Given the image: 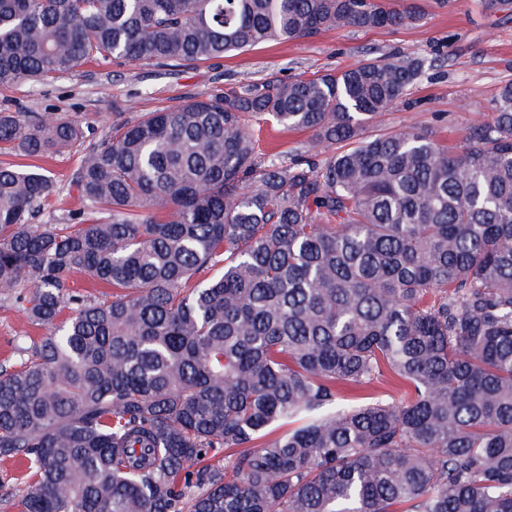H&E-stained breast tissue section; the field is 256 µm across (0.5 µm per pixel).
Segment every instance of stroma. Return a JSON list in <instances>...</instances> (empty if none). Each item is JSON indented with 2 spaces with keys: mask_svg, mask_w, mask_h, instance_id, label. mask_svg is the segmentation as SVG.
Returning <instances> with one entry per match:
<instances>
[{
  "mask_svg": "<svg viewBox=\"0 0 512 512\" xmlns=\"http://www.w3.org/2000/svg\"><path fill=\"white\" fill-rule=\"evenodd\" d=\"M415 2L426 16L412 27L330 30L189 65L90 62L45 83L0 86V108L67 116L83 131L82 139L46 162L56 192L39 223H61L75 207V171L89 145L113 124L239 84L309 78L367 58H414L422 61L423 72L404 101L367 126L366 134L412 126L455 145L471 126L489 120L502 83L512 80V19L487 13L480 0ZM39 333L13 298L0 293V362L11 358L16 337ZM29 489L19 461L0 459V512H17V501Z\"/></svg>",
  "mask_w": 512,
  "mask_h": 512,
  "instance_id": "stroma-1",
  "label": "stroma"
}]
</instances>
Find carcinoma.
Wrapping results in <instances>:
<instances>
[{
	"instance_id": "1",
	"label": "carcinoma",
	"mask_w": 512,
	"mask_h": 512,
	"mask_svg": "<svg viewBox=\"0 0 512 512\" xmlns=\"http://www.w3.org/2000/svg\"><path fill=\"white\" fill-rule=\"evenodd\" d=\"M423 17L386 0H0V84ZM421 74L366 59L116 123L62 224L35 223L45 170L0 166V290L48 330L0 364L22 512H512V81L455 147L363 135ZM265 125L313 138L283 161ZM81 137L0 110L20 157ZM76 273L112 300L71 294Z\"/></svg>"
}]
</instances>
